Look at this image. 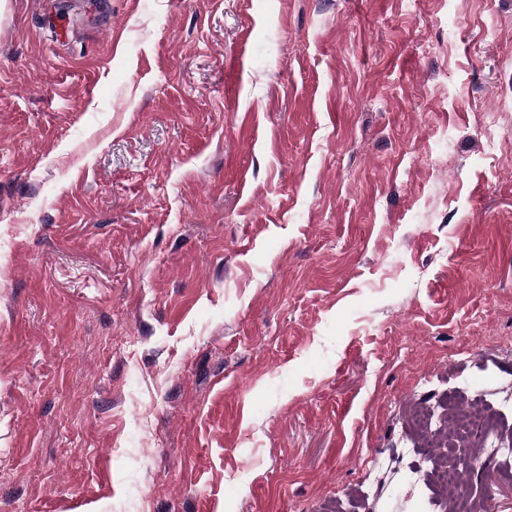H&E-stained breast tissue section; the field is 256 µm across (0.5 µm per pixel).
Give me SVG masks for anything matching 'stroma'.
Returning a JSON list of instances; mask_svg holds the SVG:
<instances>
[{
    "label": "stroma",
    "instance_id": "1",
    "mask_svg": "<svg viewBox=\"0 0 512 512\" xmlns=\"http://www.w3.org/2000/svg\"><path fill=\"white\" fill-rule=\"evenodd\" d=\"M511 388L512 0H6L0 512H438ZM499 412L488 409L477 399L460 405L456 399L448 398L447 429L443 433L434 432L433 414L427 407H421L413 413V428L423 438L424 445L440 449L431 466L425 472L415 474L419 481L436 491L444 511H484L483 503L470 496L466 480L470 473L488 463L495 462L507 476H512V432L499 425ZM478 434V441L472 448L464 450L460 447L459 440L462 443Z\"/></svg>",
    "mask_w": 512,
    "mask_h": 512
}]
</instances>
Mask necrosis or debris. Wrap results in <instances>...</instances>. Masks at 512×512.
<instances>
[{
    "label": "necrosis or debris",
    "mask_w": 512,
    "mask_h": 512,
    "mask_svg": "<svg viewBox=\"0 0 512 512\" xmlns=\"http://www.w3.org/2000/svg\"><path fill=\"white\" fill-rule=\"evenodd\" d=\"M432 419L425 407L417 409L411 418L425 446L438 451L422 474L423 482L436 491L446 512H483V503L469 494L467 477L491 462L512 476V432L499 425L496 411L476 399L464 405L448 401L445 431L434 432ZM468 438L474 439V446L461 448V441Z\"/></svg>",
    "instance_id": "4bbe7bcc"
}]
</instances>
